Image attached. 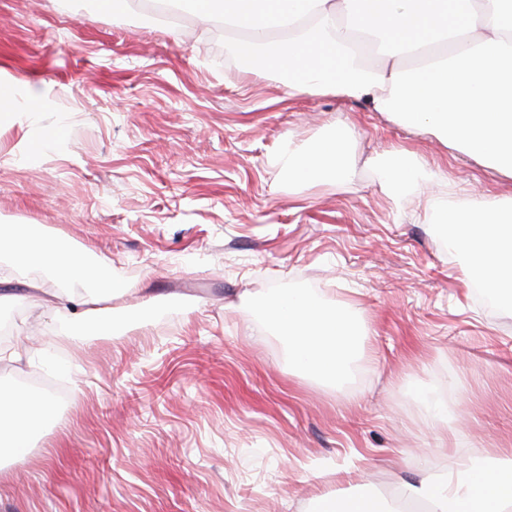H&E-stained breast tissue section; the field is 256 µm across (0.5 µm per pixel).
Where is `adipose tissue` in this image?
<instances>
[{
    "instance_id": "adipose-tissue-1",
    "label": "adipose tissue",
    "mask_w": 512,
    "mask_h": 512,
    "mask_svg": "<svg viewBox=\"0 0 512 512\" xmlns=\"http://www.w3.org/2000/svg\"><path fill=\"white\" fill-rule=\"evenodd\" d=\"M201 24L245 29L247 43L227 42L224 55L247 75L261 67L288 71V93L335 95L367 103L401 124L424 130L512 177V0H197ZM371 33L383 62L368 67L347 50L353 36ZM454 46L451 62L410 65L424 48ZM353 133L341 128L307 146H289L279 161L289 179L341 181L351 170ZM407 150L379 165L380 186L399 197L425 179ZM435 227L450 248L480 260L479 278L502 307L512 309V199L467 197L441 206L428 196ZM21 267L49 269L72 286L80 311L73 335L112 333L114 300L126 290L107 263L90 264L84 250L41 224L0 228V253ZM257 307L288 341L302 371L326 378L344 372L357 346L348 314L311 295L282 293ZM53 402L29 391H0V447L24 460L30 444L56 426ZM512 512V452L478 458L449 451L440 471L401 484L390 498L363 493L324 496L311 512Z\"/></svg>"
}]
</instances>
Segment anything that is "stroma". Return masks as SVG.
I'll return each mask as SVG.
<instances>
[{"instance_id": "obj_1", "label": "stroma", "mask_w": 512, "mask_h": 512, "mask_svg": "<svg viewBox=\"0 0 512 512\" xmlns=\"http://www.w3.org/2000/svg\"><path fill=\"white\" fill-rule=\"evenodd\" d=\"M0 0V76L47 91L0 126V225L43 224L127 287L108 336L67 303L36 321L30 275L0 282L27 337L0 389L52 380L58 424L0 481V512H306L389 496L448 455L423 399L449 404L462 451L512 448V309L478 299L422 197L382 191L403 148L448 203L511 197L512 179L434 136L285 77L224 64V28L142 9ZM351 127L343 182L292 184L289 145ZM48 128L57 139L28 144ZM298 289L351 305L364 351L328 381L296 369L254 308Z\"/></svg>"}]
</instances>
